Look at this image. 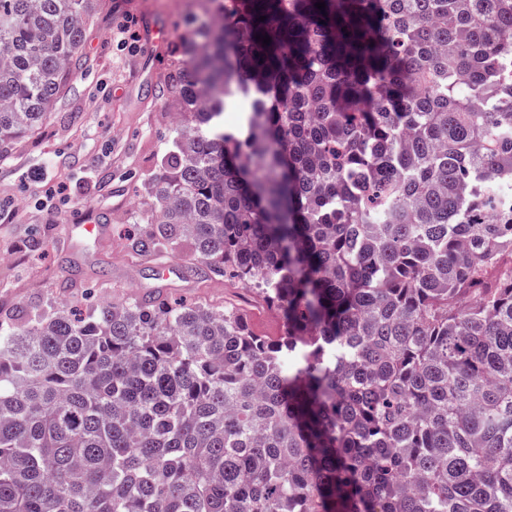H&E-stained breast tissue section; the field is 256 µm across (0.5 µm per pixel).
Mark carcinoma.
<instances>
[{"label": "carcinoma", "mask_w": 512, "mask_h": 512, "mask_svg": "<svg viewBox=\"0 0 512 512\" xmlns=\"http://www.w3.org/2000/svg\"><path fill=\"white\" fill-rule=\"evenodd\" d=\"M103 2L0 0V149ZM185 2L129 248L284 331L159 292L0 327V512H512V0Z\"/></svg>", "instance_id": "1"}]
</instances>
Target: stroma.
Instances as JSON below:
<instances>
[{"label":"stroma","mask_w":512,"mask_h":512,"mask_svg":"<svg viewBox=\"0 0 512 512\" xmlns=\"http://www.w3.org/2000/svg\"><path fill=\"white\" fill-rule=\"evenodd\" d=\"M134 20L135 47L117 45ZM181 18L165 0H105L86 29L85 65L35 135L0 154V321H27L46 304L84 289L121 299L130 289L187 302L233 305L262 336L283 331L278 313L223 278L187 274L186 252L134 257L125 248L134 218L152 202L144 186L161 173L174 121L154 88ZM78 224L99 233L75 232Z\"/></svg>","instance_id":"35a3bbf8"}]
</instances>
